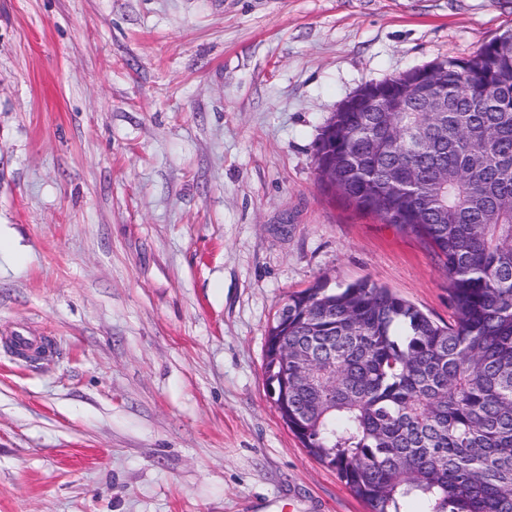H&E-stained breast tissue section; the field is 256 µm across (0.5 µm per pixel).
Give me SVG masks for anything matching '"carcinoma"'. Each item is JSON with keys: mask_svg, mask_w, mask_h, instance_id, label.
Instances as JSON below:
<instances>
[{"mask_svg": "<svg viewBox=\"0 0 512 512\" xmlns=\"http://www.w3.org/2000/svg\"><path fill=\"white\" fill-rule=\"evenodd\" d=\"M491 39L353 96L318 138L346 205L427 242L440 324L370 279L291 296L266 339L275 405L368 512H512V50ZM432 94L448 111L426 112Z\"/></svg>", "mask_w": 512, "mask_h": 512, "instance_id": "cac0c4a2", "label": "carcinoma"}]
</instances>
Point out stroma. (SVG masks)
<instances>
[{"label": "stroma", "instance_id": "stroma-1", "mask_svg": "<svg viewBox=\"0 0 512 512\" xmlns=\"http://www.w3.org/2000/svg\"><path fill=\"white\" fill-rule=\"evenodd\" d=\"M509 28L512 0H0V512H368L282 421L268 329L317 284L453 305L316 143Z\"/></svg>", "mask_w": 512, "mask_h": 512}]
</instances>
